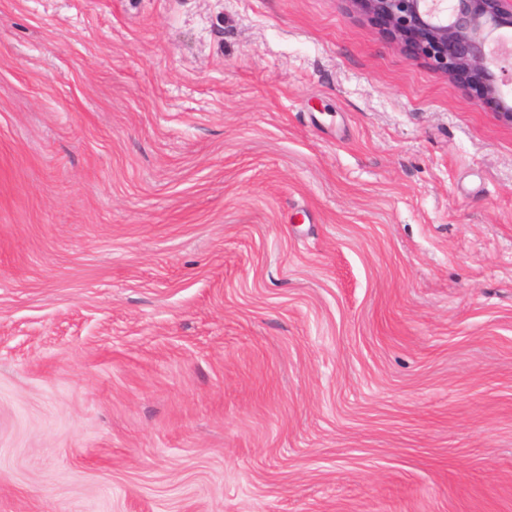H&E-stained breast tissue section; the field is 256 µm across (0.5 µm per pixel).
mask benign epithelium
<instances>
[{"label":"benign epithelium","mask_w":512,"mask_h":512,"mask_svg":"<svg viewBox=\"0 0 512 512\" xmlns=\"http://www.w3.org/2000/svg\"><path fill=\"white\" fill-rule=\"evenodd\" d=\"M390 37L455 80L467 78L512 124V0H349Z\"/></svg>","instance_id":"7a95c632"}]
</instances>
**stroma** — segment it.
<instances>
[{"instance_id": "35a3bbf8", "label": "stroma", "mask_w": 512, "mask_h": 512, "mask_svg": "<svg viewBox=\"0 0 512 512\" xmlns=\"http://www.w3.org/2000/svg\"><path fill=\"white\" fill-rule=\"evenodd\" d=\"M350 0H0V512H512V125Z\"/></svg>"}]
</instances>
